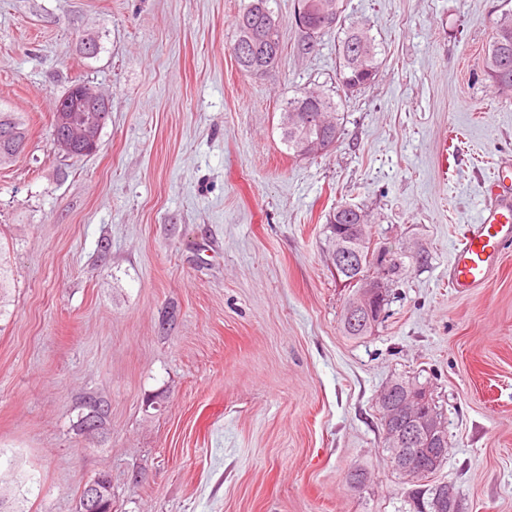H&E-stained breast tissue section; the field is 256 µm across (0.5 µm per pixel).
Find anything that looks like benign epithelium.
Wrapping results in <instances>:
<instances>
[{"instance_id": "1", "label": "benign epithelium", "mask_w": 512, "mask_h": 512, "mask_svg": "<svg viewBox=\"0 0 512 512\" xmlns=\"http://www.w3.org/2000/svg\"><path fill=\"white\" fill-rule=\"evenodd\" d=\"M61 112H97L103 117L110 111L109 99L95 92L85 83L71 85L61 96L58 103ZM100 124L92 121L89 129L73 130L70 134L55 131V139L67 152H74V147L65 143L71 138L83 142L84 152L95 153L97 149ZM366 251L371 264L367 271L357 276L361 291L354 305V314L349 318L352 325L375 324L376 311L384 297V284L390 269L397 264L394 255L386 250H374L368 234V225L350 224L342 233L336 234V268L347 269L362 262L361 251ZM428 394L418 390L404 393L399 404L400 409L408 415L409 425L396 427L385 424V436L393 448L401 449L396 456L397 467L411 479L422 476L431 465L437 463L444 454L447 440L446 426L434 414L427 412L425 402ZM417 441L426 444L425 453L410 455L402 449L410 447ZM110 486L101 475L96 476L84 488L81 497L80 512H98L100 504L109 499Z\"/></svg>"}]
</instances>
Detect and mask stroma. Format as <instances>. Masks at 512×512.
Instances as JSON below:
<instances>
[{
	"label": "stroma",
	"mask_w": 512,
	"mask_h": 512,
	"mask_svg": "<svg viewBox=\"0 0 512 512\" xmlns=\"http://www.w3.org/2000/svg\"><path fill=\"white\" fill-rule=\"evenodd\" d=\"M243 5L0 0V109L28 129L0 167L11 512H77L102 471L112 512H413L377 406L397 378L427 384L446 423L430 482L455 485L459 512H512V250L475 292L448 286L484 181L512 162V103L483 75L498 0H347L383 45L351 95L335 91V36L299 52L294 0H277V63L242 71ZM77 80L110 116L97 152L71 158L52 103ZM316 86L336 94L339 138L295 158L278 106ZM344 202L403 262L359 339L343 333L353 291L326 241ZM88 392L109 404L94 441L75 428Z\"/></svg>",
	"instance_id": "obj_1"
}]
</instances>
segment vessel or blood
Wrapping results in <instances>:
<instances>
[{"label":"vessel or blood","mask_w":512,"mask_h":512,"mask_svg":"<svg viewBox=\"0 0 512 512\" xmlns=\"http://www.w3.org/2000/svg\"><path fill=\"white\" fill-rule=\"evenodd\" d=\"M483 196L479 221L464 234L448 265V284L458 293L481 287L512 248V166L497 169Z\"/></svg>","instance_id":"1"}]
</instances>
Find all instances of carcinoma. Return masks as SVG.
I'll list each match as a JSON object with an SVG mask.
<instances>
[{
  "instance_id": "1",
  "label": "carcinoma",
  "mask_w": 512,
  "mask_h": 512,
  "mask_svg": "<svg viewBox=\"0 0 512 512\" xmlns=\"http://www.w3.org/2000/svg\"><path fill=\"white\" fill-rule=\"evenodd\" d=\"M274 0H247L236 21L235 40L231 46L232 54L238 66L245 72L252 73L267 69L271 54L282 50L280 35L272 27L279 19L272 7ZM339 20L333 27L319 25L318 14L321 0H296L294 12L304 13L313 33L303 35V50L314 49L321 38L336 33V57L338 58L337 79L341 89L354 93L369 84L377 75L381 54L380 43L369 30L355 24H346V0H335ZM262 30L264 40L249 53L239 52L236 45L250 37L254 30ZM484 76L495 93L502 99L512 100V0H501L500 13L493 20V37L484 58ZM312 112L329 113L334 124L325 127L320 122L294 129L280 126L283 144L288 151L295 152L296 146L305 140H329L336 142L340 130L339 104L334 97L321 90H299L280 105L281 112H292L298 107ZM87 112H57L55 122L64 121L78 129L88 123ZM0 128L15 131V137L0 143V164L15 161L22 156L26 148L27 133L21 117L15 112L0 111ZM368 222V214L360 207L350 213L337 214L332 211L327 218L328 239L334 240L336 225ZM12 269L0 251V317L6 313L4 294L10 287ZM79 414L76 428H81L89 420L99 416L108 419L107 402L100 396L89 393L82 397L78 405ZM416 512H448V483L426 485L416 491Z\"/></svg>"
}]
</instances>
